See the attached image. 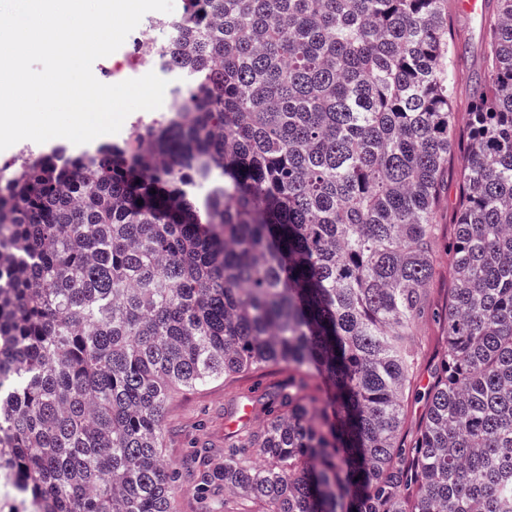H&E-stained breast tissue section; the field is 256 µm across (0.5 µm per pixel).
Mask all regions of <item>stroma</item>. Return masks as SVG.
<instances>
[{"label":"stroma","instance_id":"35a3bbf8","mask_svg":"<svg viewBox=\"0 0 512 512\" xmlns=\"http://www.w3.org/2000/svg\"><path fill=\"white\" fill-rule=\"evenodd\" d=\"M450 19L459 39L460 78L454 107L464 115L470 105V86L483 73V17L454 8ZM287 384V369L270 365L199 389L182 390L170 398L164 413V451L173 467L179 512H205L186 475L194 455L223 456L227 422L238 408L250 406L252 415L246 426L257 429L267 418L268 400Z\"/></svg>","mask_w":512,"mask_h":512}]
</instances>
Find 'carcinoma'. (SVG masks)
<instances>
[{
    "instance_id": "obj_1",
    "label": "carcinoma",
    "mask_w": 512,
    "mask_h": 512,
    "mask_svg": "<svg viewBox=\"0 0 512 512\" xmlns=\"http://www.w3.org/2000/svg\"><path fill=\"white\" fill-rule=\"evenodd\" d=\"M494 2L460 154L448 0H185L166 114L0 173V512H175L170 396L266 365L288 390L199 460L209 512H512ZM450 176L447 328L407 436Z\"/></svg>"
}]
</instances>
